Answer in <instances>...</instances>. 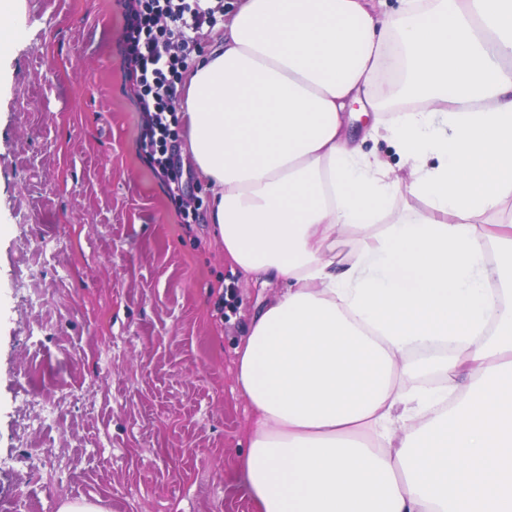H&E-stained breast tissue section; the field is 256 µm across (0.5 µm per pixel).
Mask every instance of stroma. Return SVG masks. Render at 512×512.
Wrapping results in <instances>:
<instances>
[{
  "label": "stroma",
  "mask_w": 512,
  "mask_h": 512,
  "mask_svg": "<svg viewBox=\"0 0 512 512\" xmlns=\"http://www.w3.org/2000/svg\"><path fill=\"white\" fill-rule=\"evenodd\" d=\"M0 55V512H258L236 350L272 294L231 274L191 181L137 148L120 0H15ZM34 448L70 465L29 473Z\"/></svg>",
  "instance_id": "1"
}]
</instances>
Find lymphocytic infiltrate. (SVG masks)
<instances>
[{"instance_id":"lymphocytic-infiltrate-1","label":"lymphocytic infiltrate","mask_w":512,"mask_h":512,"mask_svg":"<svg viewBox=\"0 0 512 512\" xmlns=\"http://www.w3.org/2000/svg\"><path fill=\"white\" fill-rule=\"evenodd\" d=\"M223 10L222 0H124L121 67L139 98L138 142L145 161L165 177L176 202L186 190L171 143L177 84L188 67L196 34L215 26Z\"/></svg>"}]
</instances>
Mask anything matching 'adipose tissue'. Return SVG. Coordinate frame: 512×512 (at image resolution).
<instances>
[{
    "instance_id": "ef3b65f1",
    "label": "adipose tissue",
    "mask_w": 512,
    "mask_h": 512,
    "mask_svg": "<svg viewBox=\"0 0 512 512\" xmlns=\"http://www.w3.org/2000/svg\"><path fill=\"white\" fill-rule=\"evenodd\" d=\"M398 2L241 0L180 104L225 260L282 285L237 352L259 512H512V0ZM363 148L368 153H375L381 156L396 173H403V160L389 141L382 138L367 140Z\"/></svg>"
}]
</instances>
